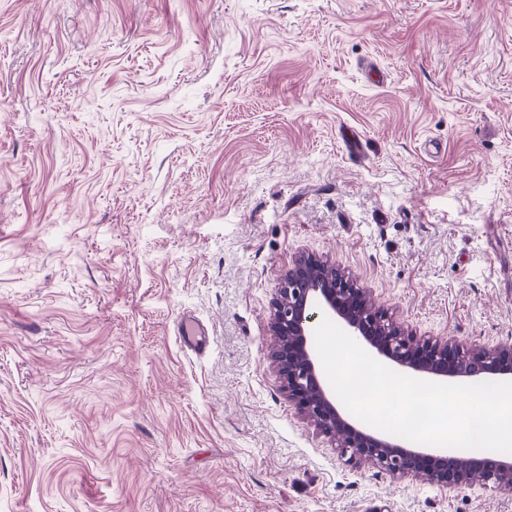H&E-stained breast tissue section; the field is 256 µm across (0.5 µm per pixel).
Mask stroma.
<instances>
[{"label":"stroma","mask_w":512,"mask_h":512,"mask_svg":"<svg viewBox=\"0 0 512 512\" xmlns=\"http://www.w3.org/2000/svg\"><path fill=\"white\" fill-rule=\"evenodd\" d=\"M303 253L512 345V0H0V512H512L288 400Z\"/></svg>","instance_id":"1"}]
</instances>
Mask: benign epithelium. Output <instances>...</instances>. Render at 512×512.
<instances>
[{"label": "benign epithelium", "mask_w": 512, "mask_h": 512, "mask_svg": "<svg viewBox=\"0 0 512 512\" xmlns=\"http://www.w3.org/2000/svg\"><path fill=\"white\" fill-rule=\"evenodd\" d=\"M319 318L336 321L368 351L412 374L456 382L512 376V347L487 348L455 339L418 336L396 322L345 270L315 254L299 256L273 302L270 359L282 389L300 413L336 441L341 454L393 476H419L442 487L480 480L512 489V461L409 449L395 438L365 429L336 403L311 343Z\"/></svg>", "instance_id": "obj_1"}]
</instances>
